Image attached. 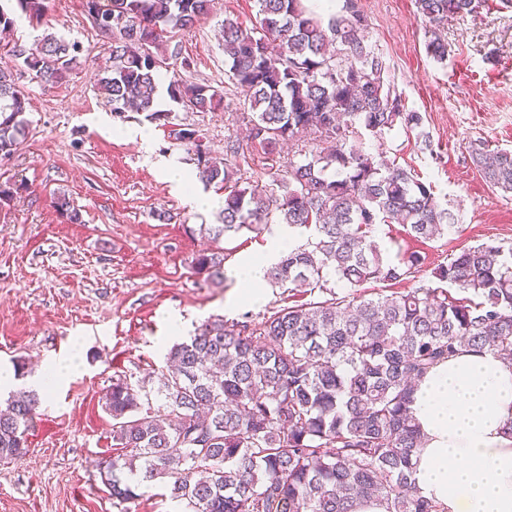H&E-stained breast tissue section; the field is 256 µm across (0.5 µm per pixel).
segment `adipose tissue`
I'll list each match as a JSON object with an SVG mask.
<instances>
[{"mask_svg": "<svg viewBox=\"0 0 512 512\" xmlns=\"http://www.w3.org/2000/svg\"><path fill=\"white\" fill-rule=\"evenodd\" d=\"M420 493L446 512H512V366L463 351L416 385Z\"/></svg>", "mask_w": 512, "mask_h": 512, "instance_id": "ef3b65f1", "label": "adipose tissue"}]
</instances>
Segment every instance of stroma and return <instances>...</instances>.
<instances>
[{"label": "stroma", "instance_id": "stroma-1", "mask_svg": "<svg viewBox=\"0 0 512 512\" xmlns=\"http://www.w3.org/2000/svg\"><path fill=\"white\" fill-rule=\"evenodd\" d=\"M367 20L365 42L381 53L388 77L407 109L423 118L422 143L403 129L370 151L414 172L448 205L455 226L436 240L410 237L400 224L378 225L389 256L419 252L424 262L396 284L369 283L366 295L429 284L431 271L465 246L512 248V193L491 188L471 159V146L512 151V0H481L473 16L442 27L448 58L426 53L425 25L415 0H359ZM257 0H212L210 11L170 42L189 61L184 79L224 96L223 109L194 112L166 101L171 124L200 130L211 157L234 140V162L245 177H265L272 163L296 158L303 142L267 155L245 134L252 111L245 92L225 74V19L259 21ZM52 34L81 42L82 58L62 83L45 88L23 73L28 98L27 141L0 162V182L26 191L0 207V401L10 390L32 387L45 367H62L63 379L41 395L26 433L23 457L0 463V512H118L100 476L112 454V418L104 396L113 379L130 382L161 372L165 355L208 318L262 320L304 303L299 292L262 282L258 300L239 296L237 274L248 258L277 260L279 225L244 230L212 241L200 225L217 223L216 209L196 210L163 176L158 163L176 158L188 171L196 155L173 140L168 126L143 115H116L98 80L110 62L111 41L95 25L85 0H48L42 22H22L13 40L31 44ZM149 127L151 147L132 129ZM66 192L82 215L78 224L56 210ZM171 220H159L160 212ZM222 252L224 279L214 282L193 260L203 250ZM21 375H14L15 364Z\"/></svg>", "mask_w": 512, "mask_h": 512}]
</instances>
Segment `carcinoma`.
<instances>
[{"label":"carcinoma","instance_id":"1","mask_svg":"<svg viewBox=\"0 0 512 512\" xmlns=\"http://www.w3.org/2000/svg\"><path fill=\"white\" fill-rule=\"evenodd\" d=\"M41 22L46 0H16ZM211 0H86L112 39V67L99 79L118 114L137 112L168 122L156 109L162 61L152 49L194 26ZM260 31L224 20L227 76L247 92L249 137L272 152L311 136L328 144L285 163L269 180H245L228 159L210 161L200 131L171 130L195 152L196 178L224 194L220 223L199 231L216 241L243 229L260 231L271 214L313 238L265 270L276 286L330 295L281 309L258 323L204 321L173 344L157 388L112 380L105 409L112 416V457L101 472L112 500L137 498V486L167 484L181 512H356L373 498L385 512H444L415 485L412 457L421 436L411 411L414 383L462 347L512 360V249L482 243L450 254L431 276L448 287L421 285L367 298V283H395L421 264L407 252L386 255L379 224H402L417 239L454 226L433 188L363 147L361 131L383 139L398 128L422 130L385 78L382 56L364 42L358 0H344L322 22L303 0H258ZM474 0H416L429 27L426 52L443 61L439 27L474 12ZM80 48L48 37L14 44L7 55L47 85L63 82ZM17 70L0 66V158L29 135ZM168 93L194 112H215L223 97L172 69ZM483 179L512 192V152L471 150ZM56 210L71 223L81 214L66 193ZM224 258L203 252L195 266L223 278ZM346 290L336 296L330 283ZM460 296L455 297L450 289ZM39 403L33 390L0 404V460L25 455L26 433Z\"/></svg>","mask_w":512,"mask_h":512}]
</instances>
